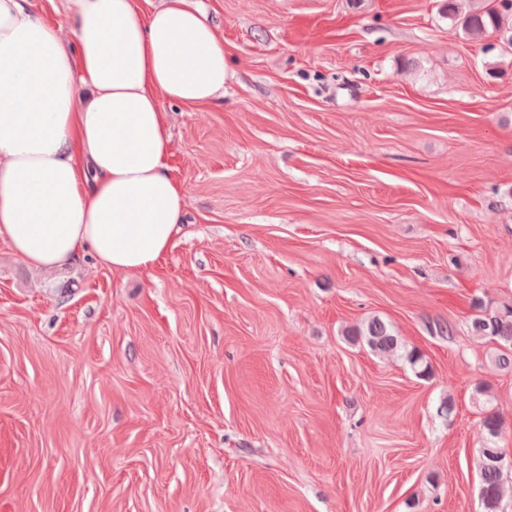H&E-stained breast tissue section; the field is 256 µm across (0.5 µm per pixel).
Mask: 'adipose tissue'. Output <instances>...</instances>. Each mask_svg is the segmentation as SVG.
Segmentation results:
<instances>
[{
  "label": "adipose tissue",
  "mask_w": 512,
  "mask_h": 512,
  "mask_svg": "<svg viewBox=\"0 0 512 512\" xmlns=\"http://www.w3.org/2000/svg\"><path fill=\"white\" fill-rule=\"evenodd\" d=\"M68 28L34 0H0V240L60 269L82 252L145 271L188 205L169 173L160 98L219 101L224 42L194 0H64Z\"/></svg>",
  "instance_id": "1"
}]
</instances>
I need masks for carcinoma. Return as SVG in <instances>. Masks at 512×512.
<instances>
[{
    "mask_svg": "<svg viewBox=\"0 0 512 512\" xmlns=\"http://www.w3.org/2000/svg\"><path fill=\"white\" fill-rule=\"evenodd\" d=\"M461 0H446L444 12L451 20L460 22L462 30L471 39L496 33L512 48V0H496V5L469 12L460 11ZM476 314L471 319L470 331L479 340L497 345L492 362L501 370L512 371V302L486 305L477 299ZM352 343L362 342L379 355L395 354L403 344L392 328L383 320L372 317L362 326L347 333ZM486 441L478 449L476 469L480 480V500L483 512H504L503 499L507 469L493 460L495 456H506L496 445L501 434L500 416L491 411L482 421Z\"/></svg>",
    "mask_w": 512,
    "mask_h": 512,
    "instance_id": "obj_1",
    "label": "carcinoma"
}]
</instances>
